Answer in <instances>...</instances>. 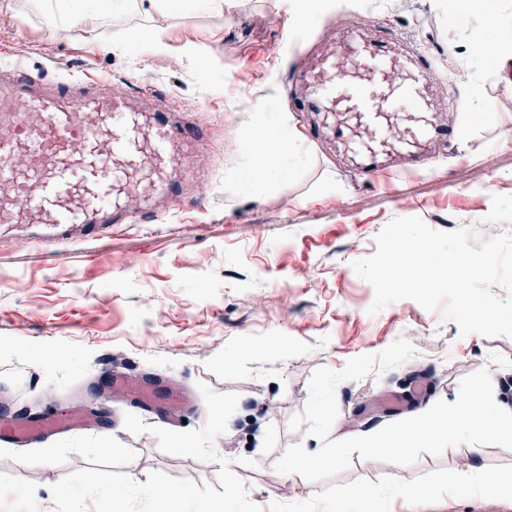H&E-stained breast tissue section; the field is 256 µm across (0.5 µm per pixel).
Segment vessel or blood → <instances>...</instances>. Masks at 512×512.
<instances>
[{"instance_id":"obj_1","label":"vessel or blood","mask_w":512,"mask_h":512,"mask_svg":"<svg viewBox=\"0 0 512 512\" xmlns=\"http://www.w3.org/2000/svg\"><path fill=\"white\" fill-rule=\"evenodd\" d=\"M302 111L317 112L348 158L373 175L380 160L410 154L451 130L440 121L431 93L442 76L428 54L389 49L379 38L340 29L305 72ZM150 82L136 91L113 89L102 78L45 83L20 66L0 68V224H80L97 230L132 223L136 213L159 202L180 205L201 197L203 181L184 171L197 160L201 124L142 110L155 97ZM162 419L191 408L187 391L157 399L138 393ZM77 413L0 423V439L31 440L47 431L86 427Z\"/></svg>"}]
</instances>
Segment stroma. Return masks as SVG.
I'll return each mask as SVG.
<instances>
[{
    "label": "stroma",
    "mask_w": 512,
    "mask_h": 512,
    "mask_svg": "<svg viewBox=\"0 0 512 512\" xmlns=\"http://www.w3.org/2000/svg\"><path fill=\"white\" fill-rule=\"evenodd\" d=\"M187 2L178 12L115 16L96 0H74L83 19L58 37L44 26L42 0H0V66L20 65L48 81L93 75L121 86L147 78L196 113L208 156L206 194L179 209L93 235L76 230L59 244L47 242L41 225L0 227V408L42 416L87 404L102 419L98 429L28 445L0 440V487L21 505L49 497L52 485L82 469L142 480L159 471L217 484L221 462L163 452L152 434L125 429V413L155 426L154 412L95 398L92 386L118 366L166 385L202 382L238 394L214 446L261 512H287L300 499L311 512H334L352 491L377 495L398 483L428 492L425 512H512V499L471 498L449 482L468 469L466 444L421 454L403 471L355 452L325 482L281 478L275 470L290 446L321 447L288 427L304 410L313 373L342 370L401 336L415 346L414 357L338 385L331 439L396 421V414H375L371 400L404 392L417 372L429 374L433 388L429 398L411 399L412 414L432 401L455 402L461 379L483 368L499 399L512 397V338L461 335L442 311L411 300L368 314L374 290L353 268L376 252L377 234L395 218L417 217L436 231H512V85L492 75L487 59L463 55L475 33L472 15L444 11L438 0H414L410 11L402 0H325L292 35L288 18L301 0ZM340 22L379 28L400 47L437 59L444 77L438 92L451 102L457 137L415 171L362 178L330 140L314 137L311 115L294 107L302 92L297 35L313 45ZM140 30L164 31L169 51L129 43ZM108 41L119 50H104ZM485 103L493 118L481 113ZM261 110L291 118L312 163L294 179L257 190L246 140Z\"/></svg>",
    "instance_id": "stroma-1"
}]
</instances>
